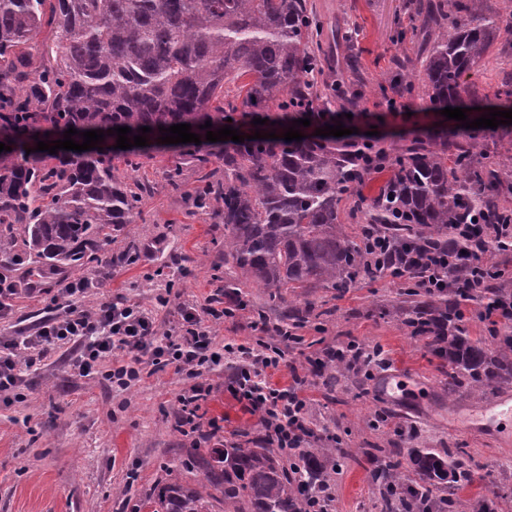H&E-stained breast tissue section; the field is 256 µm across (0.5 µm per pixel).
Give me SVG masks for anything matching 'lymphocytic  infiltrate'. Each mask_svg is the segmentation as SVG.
Returning a JSON list of instances; mask_svg holds the SVG:
<instances>
[{"label":"lymphocytic infiltrate","mask_w":512,"mask_h":512,"mask_svg":"<svg viewBox=\"0 0 512 512\" xmlns=\"http://www.w3.org/2000/svg\"><path fill=\"white\" fill-rule=\"evenodd\" d=\"M494 250H512V224L487 225L483 234L475 238L468 258L470 277L459 283L464 292L483 287L485 270L490 267L487 255ZM86 288L83 280L60 281L50 299L55 315L44 319L23 344L0 339V395L16 393L23 381V366L35 364L34 359H21L18 347L43 356L53 347L69 345L75 349L72 368L78 375H89L106 361L110 367L104 373L105 379L123 390L141 382L148 369L156 373L171 367L185 374L190 385L179 396L181 409L176 426L191 437L194 446L215 439L220 427L216 420L205 419L202 406L212 392L210 384L203 381L214 364L210 325L224 317L223 310L217 307L218 295L208 296L199 306H181L178 320L163 332L153 310L121 297L102 301L91 311L84 309L81 298ZM253 326L271 334L273 340L225 344V354L238 361L228 386L240 401L261 415L270 442L287 449L289 461L294 462L301 458L310 435L303 381L295 379L285 388L269 383V372L279 369L285 361V353L277 344L281 333L265 320L254 321ZM117 350L126 352V359L112 360L111 355Z\"/></svg>","instance_id":"1"}]
</instances>
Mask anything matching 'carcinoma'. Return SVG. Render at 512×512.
Returning a JSON list of instances; mask_svg holds the SVG:
<instances>
[{"label": "carcinoma", "instance_id": "carcinoma-1", "mask_svg": "<svg viewBox=\"0 0 512 512\" xmlns=\"http://www.w3.org/2000/svg\"><path fill=\"white\" fill-rule=\"evenodd\" d=\"M487 0H414L412 16L428 28L430 45L416 75L405 60L392 90L432 109L489 111L462 82L494 45L497 15ZM45 27L59 32L52 46L32 53ZM323 27L309 0H0V263L21 259L34 268L83 271L98 266L112 233L142 215L153 187L128 182L141 153L159 143V128L189 124L201 144L179 143L180 160L167 170L170 192L184 195L212 223L224 225V287L268 292L329 288L344 292L376 280L366 260L373 224L407 248L446 246L457 255L459 224L512 221L503 196L512 195V159L487 157V129L458 122L425 128L380 146L350 137L231 140L211 143L206 132L267 118L281 126L304 119L317 100ZM239 103L225 101L226 79ZM211 121V129L201 125ZM148 126L147 145L131 151L49 154L35 148L46 133ZM38 139H33V136ZM393 176L375 198L359 190L365 153ZM195 185L185 189L183 162ZM357 225L351 229V225ZM411 299L404 324L431 338L433 355L448 367V395L483 394L512 378V336L491 330L468 336L462 305L448 295L400 280ZM232 446L203 460L196 487L166 483L135 512H304L305 498L328 485L330 474L305 450L297 475L266 447ZM387 461L371 477L386 512H459L464 502L436 498L432 486L471 479L462 452L448 448H382Z\"/></svg>", "mask_w": 512, "mask_h": 512}]
</instances>
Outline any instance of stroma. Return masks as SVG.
Returning <instances> with one entry per match:
<instances>
[{
    "label": "stroma",
    "mask_w": 512,
    "mask_h": 512,
    "mask_svg": "<svg viewBox=\"0 0 512 512\" xmlns=\"http://www.w3.org/2000/svg\"><path fill=\"white\" fill-rule=\"evenodd\" d=\"M403 2L314 0L329 47L323 78L334 85L349 56H356L364 82L347 85V94L358 98L360 108L376 114L357 128L362 133L378 131L384 144L441 120L417 98L402 100V115H387V99L378 90L379 81L389 77L394 58L420 61L416 37L401 43L394 38L396 27L411 25L409 15L401 11ZM509 73L512 27L504 26L481 64L463 80L479 96L491 97ZM176 158L172 148L142 156L139 174L155 192L143 202V220L124 225L112 244L118 251L136 243L139 259L129 266H113L108 279L96 269L81 272V279L89 283L85 308L105 298L128 297L156 310L165 330L177 320L181 304L203 303L223 287L224 232L208 215L169 191L166 171ZM37 279L44 295L18 298L13 315L0 320V337L22 341L48 316L47 291L58 278L46 274ZM169 280L175 283L170 302L158 306L156 296ZM249 299V308L213 324L214 350L233 340H262V333L252 326V307L266 301L265 289H250ZM308 301L328 317L322 327L309 322L295 328V341L284 347L289 364L271 373L269 380L285 387L294 375L306 379L311 398L307 421L315 432L309 445L326 448L327 466L340 468L329 482L333 512H380V496L370 474L384 463L383 450L394 442L406 448L464 450L472 479L462 497H492L497 512H512V418L475 428L448 424L449 413L476 415L495 397H512V382L500 385L493 396L464 392L449 397L428 338L410 335L402 323L405 298L398 281H364L342 295L313 288L304 297L285 295L283 305L300 307ZM351 342L383 347L391 365L369 374L350 372L334 390H327L325 374L314 372L311 361L323 357L326 349ZM391 373L409 377L408 390L396 400L381 394ZM228 375L225 367L205 375L213 387L206 415L225 431L255 437L262 432L260 417L225 388ZM188 384L169 369L121 391L99 375L77 376L67 347L54 349L38 369L24 372L23 400L0 396V512H131L132 505L157 486L201 481L204 473L196 461L209 457L210 451L194 447L175 426L178 397ZM332 436L340 438L349 457L340 459L329 451ZM131 469L138 470L139 478L130 485L126 473Z\"/></svg>",
    "instance_id": "35a3bbf8"
}]
</instances>
